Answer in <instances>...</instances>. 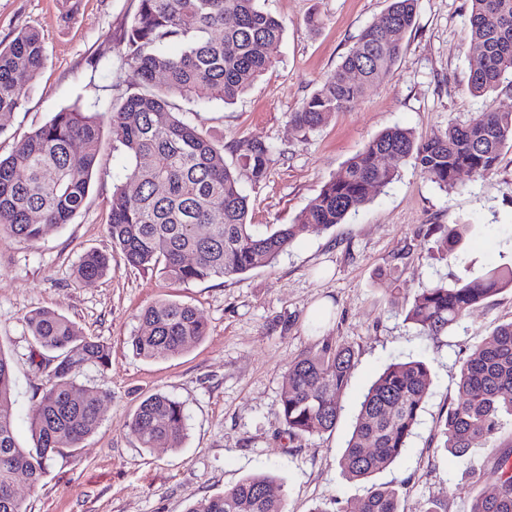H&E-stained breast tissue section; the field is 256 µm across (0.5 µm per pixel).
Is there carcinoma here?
<instances>
[{
  "mask_svg": "<svg viewBox=\"0 0 512 512\" xmlns=\"http://www.w3.org/2000/svg\"><path fill=\"white\" fill-rule=\"evenodd\" d=\"M417 2L389 0L386 12L361 32L336 69L288 113V122L301 132L313 131L390 75L402 57L401 38L415 24ZM471 2L470 38L481 52L470 61L469 85L482 94L512 73V0ZM283 33L282 23L261 8L260 0H138L122 37L123 62L138 78V90L109 113L113 150L128 162L125 181L113 185L109 234L128 266L156 270L183 284L242 275L273 263L300 235L342 223L387 187L396 173L381 164L384 154L412 161L446 191L463 171L480 177L492 173L502 148L512 142V112H480L429 139L391 127L325 183L294 223L260 232L248 219V199L224 161V146L186 123L174 100L233 102L272 66ZM45 60L43 40L34 29L0 47V121L23 105ZM354 70L356 80L350 76ZM101 137L98 115L62 110L0 159V234L36 243L49 226L69 223L87 198ZM232 149L255 182L266 178L270 146L243 139ZM474 229L473 224H437L432 232L450 258ZM110 262L106 253H84L75 280L106 275ZM505 288H512V265L461 284L423 289L402 301L400 311L425 335L439 336ZM139 320L130 344L148 360L177 357L208 335L198 310L174 300L151 303ZM25 325L55 364L30 416L33 446L22 448L14 435L12 368L0 352V512H27L15 496L17 475L37 487L56 457L81 447L96 430L108 397L79 383L85 368L109 366L105 342L81 334L68 318L48 309L32 311ZM354 366L352 346L326 343L288 367L280 396L288 440L335 428L334 397L347 386ZM430 386V370L421 360L394 362L379 373L338 460L348 478L367 480L402 454ZM505 416L512 417V322L497 326L461 366L457 398L442 426L444 450L467 454L475 441L499 433ZM186 421L178 401L155 393L142 400L127 427L141 447L156 448L181 442ZM492 455L496 481L471 512H512V440L493 448ZM401 495L398 487L374 484L356 512H401ZM187 512H285L284 497L274 477L258 473Z\"/></svg>",
  "mask_w": 512,
  "mask_h": 512,
  "instance_id": "carcinoma-1",
  "label": "carcinoma"
}]
</instances>
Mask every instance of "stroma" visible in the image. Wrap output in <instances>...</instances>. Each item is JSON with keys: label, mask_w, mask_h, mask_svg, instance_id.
<instances>
[{"label": "stroma", "mask_w": 512, "mask_h": 512, "mask_svg": "<svg viewBox=\"0 0 512 512\" xmlns=\"http://www.w3.org/2000/svg\"><path fill=\"white\" fill-rule=\"evenodd\" d=\"M136 0H0V43L37 30L47 60L20 109L0 133V157L64 109L108 111L133 92L123 67L121 38ZM284 25L273 66L232 104L179 102L183 119L227 145L240 139L272 148L267 176L254 182L227 150L224 160L249 200L258 229L290 224L322 186L383 130L400 126L431 137L489 109L512 112V75L477 96L468 89L477 48L468 36L470 0H418L413 29L393 75L375 83L321 127L296 131L288 122L379 20L388 0H260ZM318 26H308V17ZM104 127L98 164L83 208L69 223L49 227L29 243L0 235V353L12 367L14 433L32 444L30 415L48 379L45 351L24 319L38 308L72 320L87 336L109 344L107 368H86L80 381L107 392L97 429L78 456L56 458L38 488L25 476L15 484L27 512H186L195 501L222 493L258 472L276 477L286 512H312L333 501L356 506L366 483L346 478L337 464L359 404L390 363H427L429 397L402 455L374 477L404 484L403 512H422L435 500L441 512H470L473 499L495 478L492 442L462 457L444 451L439 421L457 395L470 348L512 322V289L470 310L437 337L422 335L391 306V291L415 293L438 283L482 275L512 262V147L493 173H461L444 191L412 162L387 159L398 176L344 223L294 242L276 262L239 277L175 284L157 273L125 266L113 254L107 276L82 283L74 266L88 250L111 252L112 187L124 179L125 157ZM471 223L477 233L459 244L458 260L439 258L433 224ZM171 299L197 308L207 336L182 355L158 361L137 356L130 338L150 303ZM347 342L355 367L336 403L333 431L294 441L283 435L280 395L288 366L323 343ZM163 392L187 416L177 447H141L127 423L147 396Z\"/></svg>", "instance_id": "35a3bbf8"}]
</instances>
